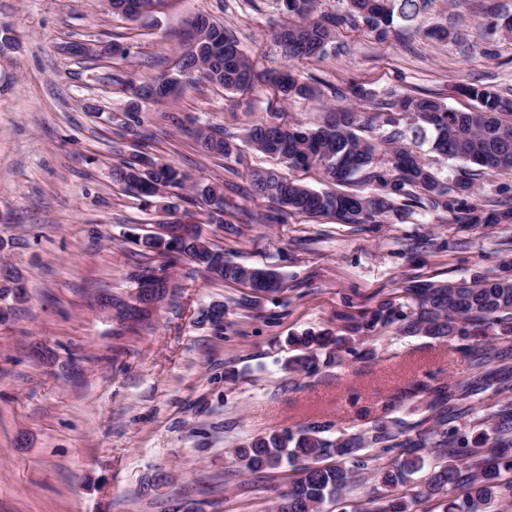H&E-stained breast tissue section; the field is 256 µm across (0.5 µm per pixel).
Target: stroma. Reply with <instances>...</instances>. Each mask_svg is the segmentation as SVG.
I'll return each mask as SVG.
<instances>
[{
    "label": "stroma",
    "instance_id": "1",
    "mask_svg": "<svg viewBox=\"0 0 512 512\" xmlns=\"http://www.w3.org/2000/svg\"><path fill=\"white\" fill-rule=\"evenodd\" d=\"M316 15L342 18L319 58L298 62L316 92L282 99L265 82L286 60L271 31L288 20L283 0H166L151 16L108 14L104 0H0V264L26 288L0 323V512H270L287 475L264 478L230 450L250 434L331 419L347 428L397 401L413 382L466 375L456 349L388 329L371 361L346 360L289 382L280 369L288 336L336 331L410 280L456 281L498 274L512 261V224H462L444 211L411 207L382 224L265 222L274 203L252 197L254 173L274 171L315 190L332 189L302 169L241 145L238 159L203 154L198 129L238 138L267 113L312 125L335 92L359 85L364 112L395 96L431 95L468 110L459 84L512 94V36L488 32L512 0H431L419 26L395 20L378 39L347 0H317ZM224 24L251 58V90L229 93L198 78L140 106L148 153L199 180L224 184L226 222L208 221L181 195L144 208L112 181V168L140 149L122 126L128 79L177 72L190 20ZM444 27L448 37H430ZM95 48L92 56L73 44ZM126 50L112 56L113 45ZM189 219L226 256L269 265L279 293L254 297L188 261L170 268L164 300L139 322L107 314L102 294L128 300L137 265L162 266L133 235ZM223 302V333L199 325L202 308ZM168 484L143 496L156 472Z\"/></svg>",
    "mask_w": 512,
    "mask_h": 512
}]
</instances>
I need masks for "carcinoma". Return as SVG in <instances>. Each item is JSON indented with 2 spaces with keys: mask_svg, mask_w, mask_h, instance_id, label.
Segmentation results:
<instances>
[{
  "mask_svg": "<svg viewBox=\"0 0 512 512\" xmlns=\"http://www.w3.org/2000/svg\"><path fill=\"white\" fill-rule=\"evenodd\" d=\"M288 23L274 34L288 68L273 72L268 81L286 100L314 92L294 63L324 55L333 41L336 19L315 17L316 0H284ZM430 0H348L349 15L360 18L378 36L399 17L418 18ZM139 0H112V13L135 20ZM191 49L180 69L199 71L202 79L227 92L247 91L256 72L236 37L204 14L191 21ZM175 78H157L135 84L136 100L126 113L125 128L140 125V102L158 101L176 89ZM463 93L475 102L469 111H457L432 96H399L383 104L382 123L396 126L410 120L419 137L424 126L434 131L431 151L445 159L477 166L453 185L440 176L425 155L396 145L394 129L375 142L363 135L367 122L352 104L334 106L313 127L285 122L277 115L246 128L244 142L291 167H317L326 177L348 184L357 176L375 184L369 196L348 191H316L273 172L256 173L252 196L269 199L279 209L266 216L275 224L304 214L319 219L334 216L346 224H382L406 215L408 202H425L434 210L460 215L467 224H511L512 206L490 212L475 198L474 180L496 171H512V99L469 84ZM201 150L226 159L238 145L212 131L198 130ZM387 157L390 167L381 166ZM112 181L146 200L160 193L185 189L189 176L170 164L158 163L146 153H134L112 168ZM192 200L209 207L210 222L228 234L236 228L224 223V189L217 182L192 185ZM148 252L164 256L168 265L188 260L215 279L245 285L257 295L283 287L279 272L266 265L237 262L192 229L183 237L144 236L135 239ZM512 262L504 273H477L456 283L411 281L391 296L348 318L336 333L306 331L288 337L291 355L280 365L288 375L311 376L350 355L371 360L376 349L369 342L396 327L401 335L425 337L439 343H459L469 373L435 384L416 382L405 396L415 421L403 407L393 405L364 423L338 428L331 420H315L293 429H268L246 437L233 455L252 474L288 471L275 512H324L332 503L339 512H506L512 502V368L503 363L508 348L491 351L475 339L474 329L493 332L503 342L512 340ZM167 268L143 264L131 275L140 303L167 293ZM24 284L8 265L0 267V322L7 320L8 302L25 299ZM226 308L214 302L203 308L198 324L224 332ZM424 473L416 486L413 476ZM372 484L364 496L355 495Z\"/></svg>",
  "mask_w": 512,
  "mask_h": 512,
  "instance_id": "carcinoma-1",
  "label": "carcinoma"
}]
</instances>
